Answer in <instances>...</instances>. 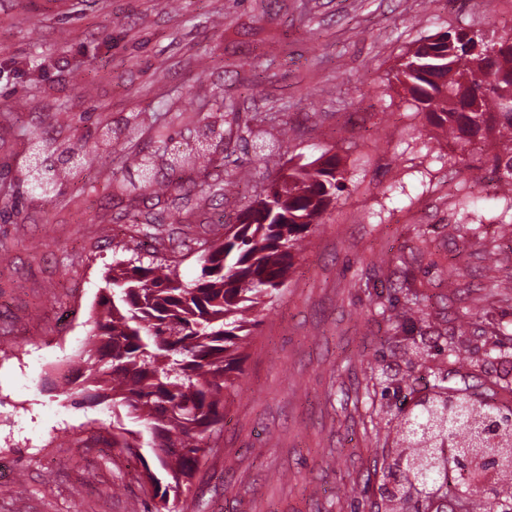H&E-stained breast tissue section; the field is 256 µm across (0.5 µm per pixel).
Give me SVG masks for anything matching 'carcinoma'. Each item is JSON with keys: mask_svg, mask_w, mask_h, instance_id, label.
<instances>
[{"mask_svg": "<svg viewBox=\"0 0 512 512\" xmlns=\"http://www.w3.org/2000/svg\"><path fill=\"white\" fill-rule=\"evenodd\" d=\"M499 50L464 56L458 32L450 29L425 39L407 56L395 78L412 99L423 105L430 125L448 135L460 151L493 139V167L498 188L512 199V37L497 42ZM98 145L37 144L31 157L44 165L43 179L56 186L55 159L76 152L90 163ZM240 181L214 179L200 190L222 196ZM346 189L345 169L335 155L320 156L280 176L245 208L243 220L225 226L224 240L201 245L195 254L199 276L185 282L177 257L147 262L134 253L118 259L105 272V288L93 313L92 342L84 361L92 373L71 398L109 402L114 415L112 447L138 458L147 488L144 494L168 509L170 500L190 490L210 448L209 441L224 422L226 397L238 386L239 364L249 338L247 313L272 300L311 232L313 224ZM453 415L460 418L454 436L466 448H512V424L480 435L493 407L467 404L466 389ZM138 426L125 427L121 418ZM432 406L398 417L402 443L442 447L443 432L435 429L415 437L410 430L427 424ZM448 472H433L427 481L431 512H494L486 496L459 503L448 493Z\"/></svg>", "mask_w": 512, "mask_h": 512, "instance_id": "cac0c4a2", "label": "carcinoma"}]
</instances>
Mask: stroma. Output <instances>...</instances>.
I'll use <instances>...</instances> for the list:
<instances>
[{"label": "stroma", "mask_w": 512, "mask_h": 512, "mask_svg": "<svg viewBox=\"0 0 512 512\" xmlns=\"http://www.w3.org/2000/svg\"><path fill=\"white\" fill-rule=\"evenodd\" d=\"M512 33V0H0V512H130L136 461L108 403L73 401L48 365L86 350L91 309L123 250L216 240L282 165L329 148L347 189L273 303L252 313L240 386L176 512H384L396 409L475 369L512 384V232L490 146L455 150L394 74L451 28ZM117 135L154 156L155 197ZM101 142L55 195L28 189L29 146ZM191 149L248 184L198 188ZM464 184L476 200L461 214ZM148 221L135 231L131 214ZM410 321L392 322L408 292ZM460 356L449 362V342Z\"/></svg>", "instance_id": "35a3bbf8"}]
</instances>
